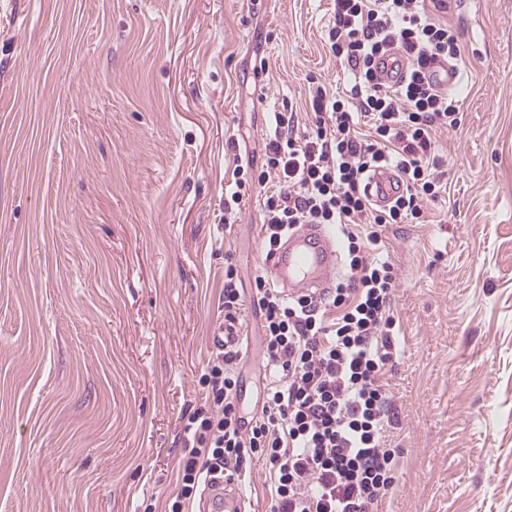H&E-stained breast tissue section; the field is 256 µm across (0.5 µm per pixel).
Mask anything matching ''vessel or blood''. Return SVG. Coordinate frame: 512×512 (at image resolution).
<instances>
[{
	"label": "vessel or blood",
	"instance_id": "vessel-or-blood-1",
	"mask_svg": "<svg viewBox=\"0 0 512 512\" xmlns=\"http://www.w3.org/2000/svg\"><path fill=\"white\" fill-rule=\"evenodd\" d=\"M368 185L375 204L382 207L403 189L401 177L389 167L372 171ZM338 260L335 233L323 224H305L281 248L263 258L262 265L284 294H320L333 286ZM198 512H247L246 498L236 482L219 479L207 483Z\"/></svg>",
	"mask_w": 512,
	"mask_h": 512
}]
</instances>
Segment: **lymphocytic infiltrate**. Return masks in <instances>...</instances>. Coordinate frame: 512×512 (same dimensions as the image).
I'll return each mask as SVG.
<instances>
[{
  "label": "lymphocytic infiltrate",
  "instance_id": "lymphocytic-infiltrate-1",
  "mask_svg": "<svg viewBox=\"0 0 512 512\" xmlns=\"http://www.w3.org/2000/svg\"><path fill=\"white\" fill-rule=\"evenodd\" d=\"M443 0H334L332 55L350 88L310 91L313 126L297 134L275 113L261 166L236 165L224 195L234 219L246 194L263 190L262 244L272 253L303 224L336 228L346 272L327 293L286 297L264 275L253 303L263 313L269 380L260 409L245 418L235 349L211 354L199 378L205 402L187 414L179 488L168 512H184L208 475L241 477L253 457L272 474L271 512H378L393 493L399 449L388 444L392 402L386 375L398 354L391 312L395 266L380 253L390 224H420L440 190L432 131L457 127L459 108L434 66L460 56L454 31L434 17ZM399 51L406 74L382 81L384 56ZM372 138H361L360 122ZM392 166L404 188L385 209L367 194L369 171ZM279 187L267 190L270 179Z\"/></svg>",
  "mask_w": 512,
  "mask_h": 512
}]
</instances>
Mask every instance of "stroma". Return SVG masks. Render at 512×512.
I'll list each match as a JSON object with an SVG mask.
<instances>
[{
    "label": "stroma",
    "instance_id": "35a3bbf8",
    "mask_svg": "<svg viewBox=\"0 0 512 512\" xmlns=\"http://www.w3.org/2000/svg\"><path fill=\"white\" fill-rule=\"evenodd\" d=\"M439 17L461 123L436 132L424 223L385 230L403 454L379 512H512V0ZM332 19V0H0V512H168L228 258L255 413L261 197L228 229L224 189L274 113L311 124V79L345 89Z\"/></svg>",
    "mask_w": 512,
    "mask_h": 512
}]
</instances>
